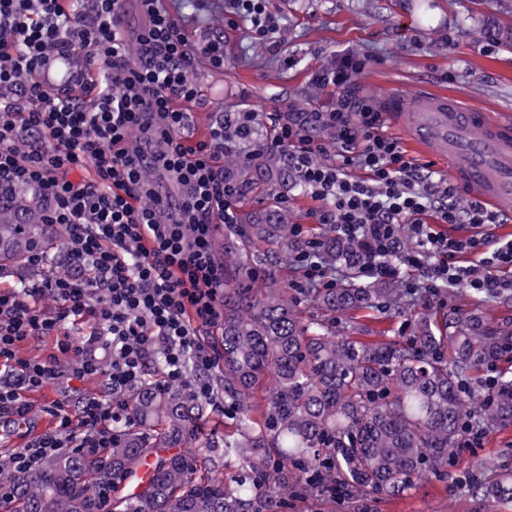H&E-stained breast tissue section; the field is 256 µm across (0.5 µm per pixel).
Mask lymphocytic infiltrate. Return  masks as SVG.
<instances>
[{
  "label": "lymphocytic infiltrate",
  "instance_id": "f902f5d3",
  "mask_svg": "<svg viewBox=\"0 0 512 512\" xmlns=\"http://www.w3.org/2000/svg\"><path fill=\"white\" fill-rule=\"evenodd\" d=\"M138 2L146 21L131 35L124 0H0V89L8 91L0 96V192H32L44 223L67 232L61 255L29 256L49 270L41 282L0 286V433L28 421V392L48 384L70 390L97 375L107 386L106 395H83L72 409L56 402L54 428L15 451L16 468L32 469L64 448L111 447L114 424L129 416L126 393L153 365L163 386L190 385L213 409L224 408L211 378L221 354L201 333L224 320V263L214 238L220 225L235 223L238 196L216 163L226 131L218 123L207 139L188 137L185 106L201 97L189 77L188 31L165 0ZM77 57L95 73L69 70ZM365 65L349 55L317 73L319 85L334 88L335 104L291 113L274 138L320 201L317 223L361 240L374 276L423 266L433 288L463 283L488 298L511 292L501 273L512 270V240L481 234L495 221L484 204L460 205L452 181L414 170L378 103L349 90ZM54 71L58 81L48 82ZM77 85L84 97L73 95ZM320 129L333 140L334 162L319 159ZM353 166L369 180L350 179ZM156 170L176 185L174 201L151 185ZM428 212L430 225L421 220ZM437 223L476 232L445 236ZM405 231L414 252L400 250ZM465 254L471 265H460ZM47 298L55 310L44 308ZM43 336L56 337L54 353L21 355L24 342ZM102 346L111 351L105 363Z\"/></svg>",
  "mask_w": 512,
  "mask_h": 512
}]
</instances>
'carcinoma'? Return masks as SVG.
<instances>
[{
  "label": "carcinoma",
  "instance_id": "carcinoma-1",
  "mask_svg": "<svg viewBox=\"0 0 512 512\" xmlns=\"http://www.w3.org/2000/svg\"><path fill=\"white\" fill-rule=\"evenodd\" d=\"M288 151L272 143L241 156L227 149L224 181L241 193L288 186ZM224 225V435L191 448L204 410L188 386L145 382L129 397L133 424L110 448H68L10 477L15 512H368L415 480L441 478L468 433L512 426V333L478 313L437 315L402 279L370 276L363 242L329 232L313 257L334 288L251 284L257 242L276 255L307 244L273 210ZM43 218L30 204L0 206V262H25ZM305 296L319 315L303 320ZM393 312L410 336L371 343L343 330L364 311ZM264 393L254 414L252 399ZM177 452L172 453L170 449ZM150 463L146 485L138 472ZM464 493L493 509L512 506V465L479 460L458 477Z\"/></svg>",
  "mask_w": 512,
  "mask_h": 512
}]
</instances>
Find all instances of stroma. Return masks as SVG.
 Instances as JSON below:
<instances>
[{
    "label": "stroma",
    "instance_id": "stroma-1",
    "mask_svg": "<svg viewBox=\"0 0 512 512\" xmlns=\"http://www.w3.org/2000/svg\"><path fill=\"white\" fill-rule=\"evenodd\" d=\"M166 5L186 22L193 47L212 35L224 37L223 69H212L201 57L191 73L203 100L190 110L204 133L225 113L251 112L266 138L272 121H287L302 108L332 105L331 89L314 76L349 54L367 60L352 78L357 95L379 100L398 88H427L512 115V47L503 37L512 30V0H426L421 7L408 0H265L279 24L268 40L254 39L250 22L229 25L224 0H166ZM434 307L441 313L476 311L491 325L512 329L511 300L483 302L463 284ZM61 398L52 384L30 393L31 423L0 445V462L54 427L51 408ZM477 459L512 464V427L460 451L448 468V481L420 480L396 498L371 503V512H475V503L451 477Z\"/></svg>",
    "mask_w": 512,
    "mask_h": 512
}]
</instances>
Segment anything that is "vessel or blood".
I'll list each match as a JSON object with an SVG mask.
<instances>
[{"mask_svg": "<svg viewBox=\"0 0 512 512\" xmlns=\"http://www.w3.org/2000/svg\"><path fill=\"white\" fill-rule=\"evenodd\" d=\"M383 105L391 123L421 151L447 162L467 195L495 215L512 217V124L426 90L391 93Z\"/></svg>", "mask_w": 512, "mask_h": 512, "instance_id": "b4317fda", "label": "vessel or blood"}]
</instances>
